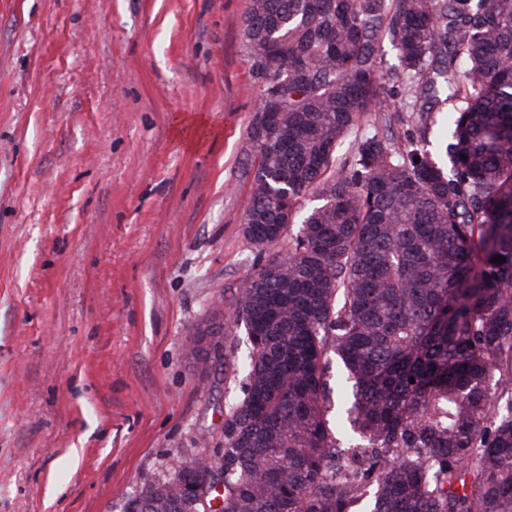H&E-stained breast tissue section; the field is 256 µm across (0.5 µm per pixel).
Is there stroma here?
<instances>
[{"label": "stroma", "mask_w": 512, "mask_h": 512, "mask_svg": "<svg viewBox=\"0 0 512 512\" xmlns=\"http://www.w3.org/2000/svg\"><path fill=\"white\" fill-rule=\"evenodd\" d=\"M247 8L0 0V512H124L224 441L246 338L185 348L254 270ZM220 303H214L209 309L205 317L194 327L190 334L189 341L197 345L207 339L206 346L203 352L206 351L207 347L212 346L214 356L220 357V361L224 360V345L220 339L215 340L213 336L216 329L221 326L224 321V300L220 298ZM218 323V324H217ZM207 355L208 353L205 352Z\"/></svg>", "instance_id": "stroma-1"}]
</instances>
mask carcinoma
<instances>
[{
	"mask_svg": "<svg viewBox=\"0 0 512 512\" xmlns=\"http://www.w3.org/2000/svg\"><path fill=\"white\" fill-rule=\"evenodd\" d=\"M243 34L263 80L254 271L189 338L193 360L203 341L222 358L219 324L243 328L242 397L206 465L146 481L124 512H512V0H250ZM384 35L400 76L377 65ZM395 82L405 139L375 129L338 155ZM330 360L329 383L332 388L331 398L337 406V396L339 392L349 388L351 383L346 380L347 372L341 361L333 354L330 356Z\"/></svg>",
	"mask_w": 512,
	"mask_h": 512,
	"instance_id": "cac0c4a2",
	"label": "carcinoma"
}]
</instances>
